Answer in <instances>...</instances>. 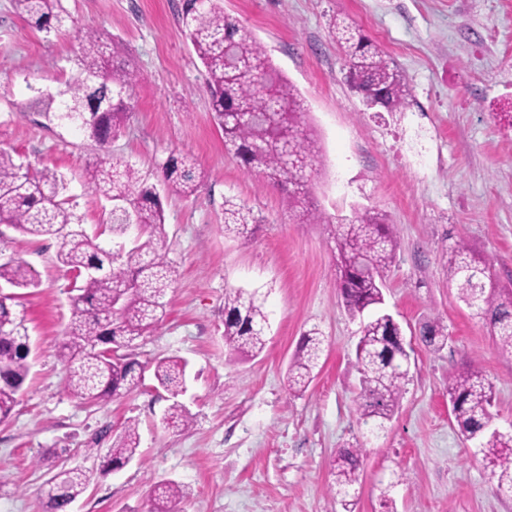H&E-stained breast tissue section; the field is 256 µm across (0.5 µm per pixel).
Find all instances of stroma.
I'll list each match as a JSON object with an SVG mask.
<instances>
[{
  "label": "stroma",
  "instance_id": "1",
  "mask_svg": "<svg viewBox=\"0 0 512 512\" xmlns=\"http://www.w3.org/2000/svg\"><path fill=\"white\" fill-rule=\"evenodd\" d=\"M62 5L70 22L47 34L0 0V148L63 174L69 209L112 248L111 205L85 187L98 146L66 122L21 109L31 88L54 92L77 76L78 34L93 27L138 75L134 108L109 152L152 179L168 156L188 155L205 177L189 197L160 189L175 268L166 315L129 349L145 369L142 386L104 405L64 389L59 350L72 277L55 240L0 224V259L23 260L38 281L16 292L31 369L0 421V512H44L54 464L91 476L70 512H148L151 489L164 480L189 489L179 512H384L385 490L394 512H512V497L498 494L481 454L460 437L447 394L450 374L468 364L485 370L498 425L512 429V355L496 349L489 325L448 282V254L462 242L489 259L497 289L512 295V0H223L302 96L322 146L309 185L321 224L298 223L287 192L225 149L205 70L178 23L181 0ZM337 19L395 60L411 92L406 114L369 110L351 89L331 34ZM228 197L257 219L247 236L224 232ZM365 209L393 226L383 308L413 348L406 392L381 431L357 410L360 321L337 287L330 228ZM228 288L254 292L268 315L257 358L224 348ZM433 320L448 332L439 351L419 339ZM315 328L324 337L321 367L304 393H291L288 363ZM169 356L188 363L180 401L192 425L182 432L163 424L172 398L152 373ZM130 421L137 457L104 470ZM356 445L362 484L347 507L328 490L330 468L339 450Z\"/></svg>",
  "mask_w": 512,
  "mask_h": 512
}]
</instances>
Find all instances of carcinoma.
<instances>
[{
  "label": "carcinoma",
  "mask_w": 512,
  "mask_h": 512,
  "mask_svg": "<svg viewBox=\"0 0 512 512\" xmlns=\"http://www.w3.org/2000/svg\"><path fill=\"white\" fill-rule=\"evenodd\" d=\"M16 14L37 30L58 32L66 22L61 0H12ZM179 18L183 31L205 68L217 124L224 132V147L248 171L261 170L300 204L296 217L303 224H320L307 200L308 171L318 161L320 146L304 121L303 99L286 82L251 30L224 13L220 0H183ZM336 42L345 58L351 84L367 95L385 92L388 112H403L409 89L395 62L360 33L343 22L335 24ZM80 78L53 95L35 91L28 108L50 116L59 114L106 147L130 110L137 76L107 53L102 33L87 29L79 36ZM160 180L185 194H194L201 174L188 156L171 157L160 168ZM87 188L112 202L110 230L123 237L133 225L131 245L106 250L91 238L61 192L64 178L38 170L0 149V224L32 238L50 237L58 243L57 260L75 275L71 319L60 357L66 366L65 389L82 403H101L130 393L144 381V368L122 349L153 332L166 313L174 270L167 259L162 227L164 208L157 185L124 158L103 157L87 170ZM256 223L251 210L233 198L224 199V232L249 233ZM333 240L338 280L344 306L354 317L373 309L361 322L356 347L360 373L358 410L365 421L382 430L399 407L409 381L411 355L401 352L396 337L401 325L382 311V273L392 262L397 241L381 214L357 212L337 225ZM490 264L457 244L448 254V283L457 297L491 327L498 350L512 354V298L501 299L496 288L484 283L481 271ZM36 287L26 263L10 258L0 262V285ZM13 295H0V420L8 418L30 372V346L25 315L12 308ZM268 318L258 298L240 288L224 292V348L234 357H256L266 348ZM421 341L432 350L448 344L446 328L427 323ZM322 339L318 330L306 334L291 360L290 390L308 388L319 365ZM153 376L172 396L182 393L187 362L166 357L155 363ZM494 384L476 367L448 376V401L463 439L478 444L485 468L497 490L512 495V432L490 433L494 418ZM173 430H186L191 417L178 402L164 417ZM140 444L136 424L124 427L110 448V463L119 468L132 461ZM359 448H343L336 457L330 490L349 505L361 483ZM87 474L60 468L47 482L45 512H68L86 490ZM189 491L168 480L152 490L149 512H177Z\"/></svg>",
  "instance_id": "cac0c4a2"
}]
</instances>
